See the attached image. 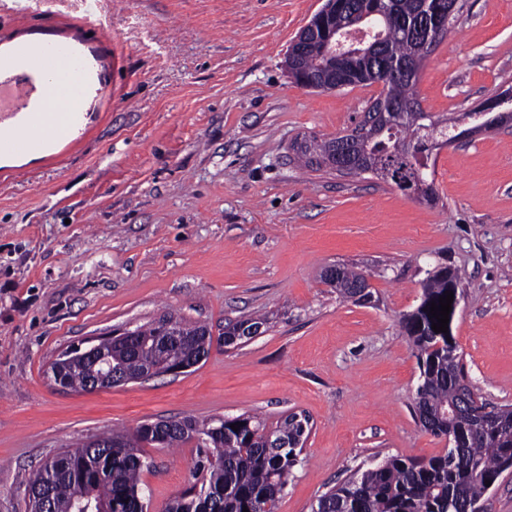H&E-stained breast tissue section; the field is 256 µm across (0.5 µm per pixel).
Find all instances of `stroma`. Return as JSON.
<instances>
[{
  "label": "stroma",
  "mask_w": 512,
  "mask_h": 512,
  "mask_svg": "<svg viewBox=\"0 0 512 512\" xmlns=\"http://www.w3.org/2000/svg\"><path fill=\"white\" fill-rule=\"evenodd\" d=\"M418 84L440 118L512 86V0H463ZM323 0H0V44L75 41L98 64L81 134L0 165V512H27L33 469L66 448L157 419L289 413L310 431L276 512L388 456L430 458L420 378L399 319L429 270L466 285L452 331L474 390L512 405V127L463 135L430 159L436 203L374 176L297 160L352 130L380 94L314 91L284 60ZM364 272L372 299L338 297L330 265ZM212 328L188 372L108 391L45 376L67 348L164 314ZM264 332L225 345L227 321ZM149 512L189 487L192 446L148 448Z\"/></svg>",
  "instance_id": "stroma-1"
}]
</instances>
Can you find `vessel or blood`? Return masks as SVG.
I'll list each match as a JSON object with an SVG mask.
<instances>
[{"mask_svg":"<svg viewBox=\"0 0 512 512\" xmlns=\"http://www.w3.org/2000/svg\"><path fill=\"white\" fill-rule=\"evenodd\" d=\"M76 58L61 45L42 49L36 61L13 66L0 60V124L26 115V123L14 130L7 139L0 138L1 153H17L41 140L42 121L50 99L69 94L71 103L63 113V122L81 113L84 98L81 89H66L61 80L63 73L74 69Z\"/></svg>","mask_w":512,"mask_h":512,"instance_id":"1","label":"vessel or blood"}]
</instances>
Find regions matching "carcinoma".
<instances>
[{"label":"carcinoma","instance_id":"1","mask_svg":"<svg viewBox=\"0 0 512 512\" xmlns=\"http://www.w3.org/2000/svg\"><path fill=\"white\" fill-rule=\"evenodd\" d=\"M350 9L336 13L334 26L347 25L352 12L378 8L384 17H374L368 40L382 38L388 55L361 57L355 61L363 79L375 76L385 67L390 77L369 111L380 112L387 102L410 103L414 111L401 118H387L388 128L376 138L358 144V161L344 173L358 176L381 172L393 173L391 181L402 190L415 189L433 203L438 199L428 158L440 145L455 142L457 123L480 120L485 109L465 112L450 121L433 118L421 109L416 94L424 61L432 48L414 36L415 20L423 13V0H347ZM311 76L318 79L316 89L329 91L333 84L325 64L321 36L308 38L303 54ZM333 139L311 140L300 146L307 164L336 169L331 162ZM342 277L326 284L347 300H354L356 290L369 302L372 293L366 276L347 266H340ZM463 292L460 281L448 277V267L439 265L427 272L423 298L417 309L404 315L400 323L412 339L419 360L420 383L416 390L418 417L426 416L431 425L423 428L436 437L448 436V410L458 398V383L465 377L464 365L457 352L452 330L436 333L429 318L431 303L439 302L444 292ZM180 335L178 345L161 346L155 322L133 328L135 338L112 354V363L135 375L151 367L164 370L177 361L190 362L210 352L211 328L205 323L168 317ZM266 323L259 318L228 321L224 324V345L242 336L243 326ZM92 377L88 366H76L65 374L66 385L85 389ZM489 407L484 414L483 430L462 436L460 448L448 447L429 459L389 456L365 470H358L345 482L324 493L314 512H461L463 501H478L486 493V480L504 469L505 453L512 452V407ZM240 423L238 430L231 425ZM295 425L290 416L282 418L273 429L257 417L243 413L218 424L211 418L197 421L184 418L172 430L160 424L151 429L140 425L134 432L139 446L122 448L118 442L126 434L112 432L92 448L82 444L69 448L45 461L29 482L31 512H40L43 498L54 503V512H76L74 500L83 494L99 502L107 512H147L141 473L145 466L141 449L177 448L192 444L199 459L193 471V485L174 497L164 512H275L288 485L301 449L292 437Z\"/></svg>","mask_w":512,"mask_h":512}]
</instances>
